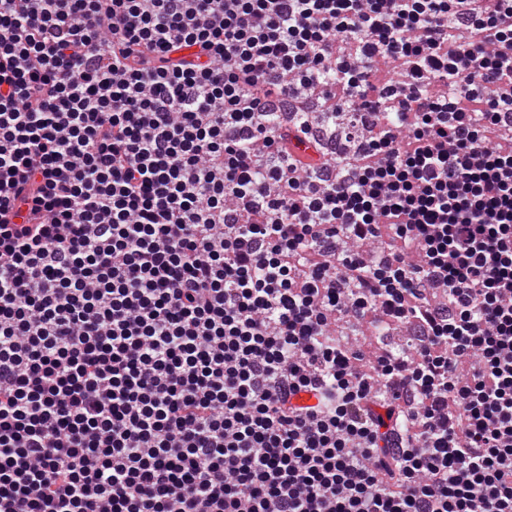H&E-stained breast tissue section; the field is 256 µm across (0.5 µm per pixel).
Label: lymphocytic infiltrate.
<instances>
[{
    "instance_id": "obj_1",
    "label": "lymphocytic infiltrate",
    "mask_w": 512,
    "mask_h": 512,
    "mask_svg": "<svg viewBox=\"0 0 512 512\" xmlns=\"http://www.w3.org/2000/svg\"><path fill=\"white\" fill-rule=\"evenodd\" d=\"M504 129L512 0H0V512H512Z\"/></svg>"
}]
</instances>
